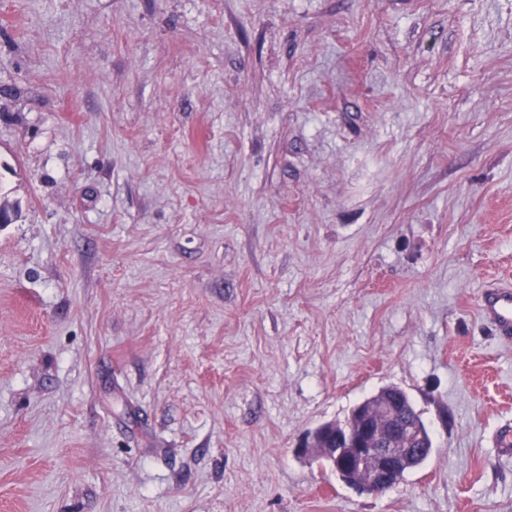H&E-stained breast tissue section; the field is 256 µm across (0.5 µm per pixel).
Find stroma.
<instances>
[{
    "label": "stroma",
    "mask_w": 512,
    "mask_h": 512,
    "mask_svg": "<svg viewBox=\"0 0 512 512\" xmlns=\"http://www.w3.org/2000/svg\"><path fill=\"white\" fill-rule=\"evenodd\" d=\"M0 207V512H512V0H0ZM479 313L497 336L512 339V287L489 286L479 298ZM397 391L401 389L383 388L382 397L375 408L362 411L352 419L358 422L357 431L349 426L343 429L342 425L352 421L349 416L343 424L331 422L336 436V445L335 439L330 437L329 447L336 446V448H325L328 437V427L325 423L306 435L301 445L302 450L314 448L318 455L326 453L334 467L348 474L360 489L373 494L384 493L391 485H395L401 475L410 470L416 461L429 456L432 451V448H411V445L422 441L424 436L427 445L433 444L420 414L403 391L399 392L404 408L403 418L406 422L418 424L424 436L420 429L402 421L399 410L391 399L393 393ZM386 420L391 424L389 434L384 433L380 428ZM343 434L344 439L340 440L338 448V438ZM396 443L403 444L405 448H396ZM320 459L332 467L330 460L324 454Z\"/></svg>",
    "instance_id": "stroma-1"
}]
</instances>
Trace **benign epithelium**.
<instances>
[{
	"label": "benign epithelium",
	"instance_id": "7a95c632",
	"mask_svg": "<svg viewBox=\"0 0 512 512\" xmlns=\"http://www.w3.org/2000/svg\"><path fill=\"white\" fill-rule=\"evenodd\" d=\"M397 387L383 389L375 408L355 417L357 430L347 427L340 447L327 448L328 427L324 424L310 431L302 450L313 448L317 454H327L334 467L348 474L357 486L373 494L386 491L419 459L430 455L429 448H415L424 439L421 430L406 424L391 396Z\"/></svg>",
	"mask_w": 512,
	"mask_h": 512
}]
</instances>
